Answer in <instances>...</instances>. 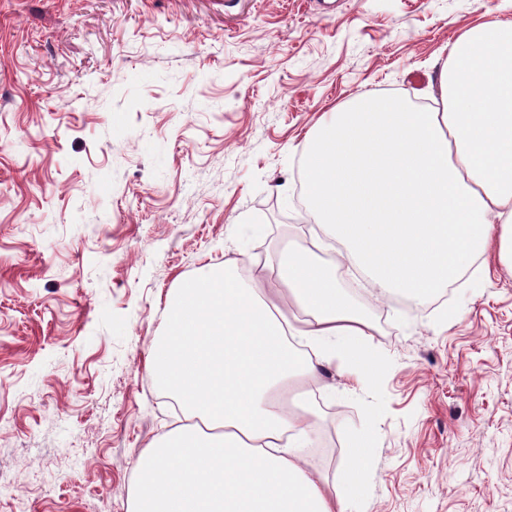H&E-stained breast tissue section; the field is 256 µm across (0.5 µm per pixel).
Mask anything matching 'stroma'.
<instances>
[{
	"label": "stroma",
	"instance_id": "1",
	"mask_svg": "<svg viewBox=\"0 0 512 512\" xmlns=\"http://www.w3.org/2000/svg\"><path fill=\"white\" fill-rule=\"evenodd\" d=\"M512 0H0V512H129L178 425L147 366L172 288L329 242L297 209L318 122L419 100ZM375 382L321 370L305 454L350 512H512V274L373 303Z\"/></svg>",
	"mask_w": 512,
	"mask_h": 512
}]
</instances>
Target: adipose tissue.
Masks as SVG:
<instances>
[{
	"instance_id": "ef3b65f1",
	"label": "adipose tissue",
	"mask_w": 512,
	"mask_h": 512,
	"mask_svg": "<svg viewBox=\"0 0 512 512\" xmlns=\"http://www.w3.org/2000/svg\"><path fill=\"white\" fill-rule=\"evenodd\" d=\"M437 88L426 112L360 94L312 133L303 194L333 259L291 247L250 279L210 268L168 296L149 359L185 418L139 457L130 512H347L303 454L310 397L282 398L335 358L362 383L378 376L337 272L418 301L491 249L512 272V21L451 41Z\"/></svg>"
}]
</instances>
